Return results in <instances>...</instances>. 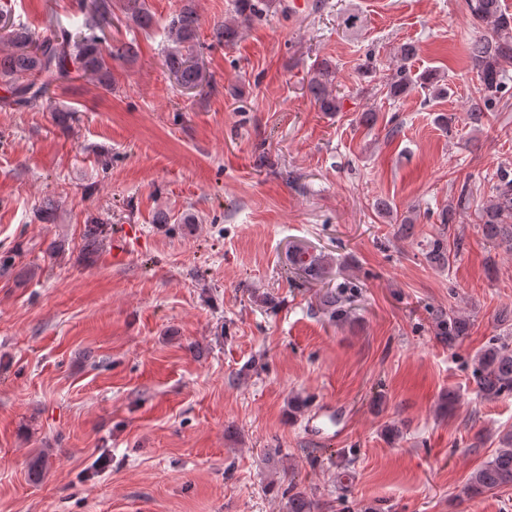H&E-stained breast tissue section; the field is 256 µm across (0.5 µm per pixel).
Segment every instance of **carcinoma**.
I'll list each match as a JSON object with an SVG mask.
<instances>
[{
  "mask_svg": "<svg viewBox=\"0 0 512 512\" xmlns=\"http://www.w3.org/2000/svg\"><path fill=\"white\" fill-rule=\"evenodd\" d=\"M134 6L135 19L142 28L153 24V15L140 0H128ZM466 12L473 29L488 30L470 39L467 58L475 71L479 87L474 103L466 118L473 127L489 122V116L507 93V67L512 65V13L502 10L500 0H465ZM269 5V0H235L237 18L214 28L213 38L219 45L235 44L243 26L259 17ZM80 10L101 18L107 13V0H77ZM169 31L174 47L167 50L165 65L185 88H196L203 75L193 60L199 45V19L194 0H185L173 15ZM8 49L0 51V84L8 95L0 100L5 107L51 109L54 95L60 85L72 75H90L106 91H112V58H129L136 55L134 44L125 43L107 50L92 29L79 35L63 30L50 37L38 38L26 27L10 24L6 31ZM419 46L414 42L400 44L395 51V63L385 84V95L397 101L404 97L413 80L406 63L416 57ZM334 71L331 61L318 62L308 83V91L315 105L322 112L341 111V100L333 87ZM421 85L429 96L435 98L448 93L441 85L439 73L431 70L421 75ZM493 195L478 207L477 219L487 241L504 246L512 252V169L500 167L495 173ZM473 201L471 188L461 187L455 205L444 208L439 223H455L456 211L470 208ZM87 248L98 251L104 241L102 225H86ZM425 255L430 261L445 264L448 261V244L437 237L427 242ZM288 262L310 280L322 277L330 266L324 255H314L305 249L288 253ZM433 332L441 342L450 346L468 335L470 319L453 310H438L432 317ZM478 392L486 400L512 393V338L498 336L477 359L475 370ZM512 487V431L499 439L494 457L475 470L469 480L468 493L472 497L488 491ZM283 493L288 496L289 512H314V502L292 480Z\"/></svg>",
  "mask_w": 512,
  "mask_h": 512,
  "instance_id": "1",
  "label": "carcinoma"
}]
</instances>
